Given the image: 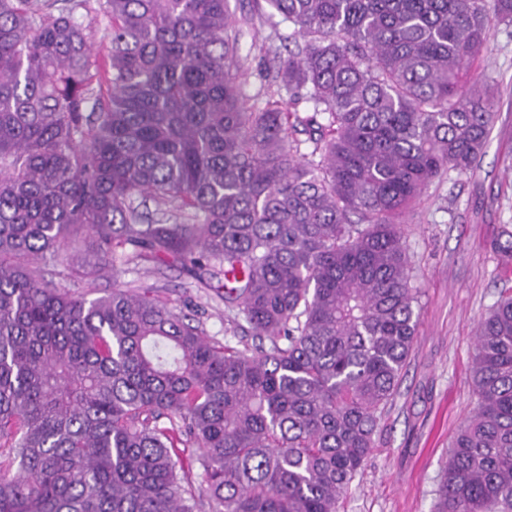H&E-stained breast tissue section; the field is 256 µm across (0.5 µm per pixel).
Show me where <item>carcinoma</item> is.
Instances as JSON below:
<instances>
[{
	"label": "carcinoma",
	"instance_id": "obj_1",
	"mask_svg": "<svg viewBox=\"0 0 512 512\" xmlns=\"http://www.w3.org/2000/svg\"><path fill=\"white\" fill-rule=\"evenodd\" d=\"M264 2L303 44L255 107L228 0H0V512H338L375 448L417 333L401 224L490 133L470 72L512 0ZM79 231L70 276L178 265L257 343L52 286ZM472 380L436 512H512L511 292Z\"/></svg>",
	"mask_w": 512,
	"mask_h": 512
}]
</instances>
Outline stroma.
Returning <instances> with one entry per match:
<instances>
[{
	"label": "stroma",
	"instance_id": "35a3bbf8",
	"mask_svg": "<svg viewBox=\"0 0 512 512\" xmlns=\"http://www.w3.org/2000/svg\"><path fill=\"white\" fill-rule=\"evenodd\" d=\"M229 6L248 18L238 40L239 78L260 106L267 91L265 52H284L294 27L253 0H230ZM477 72L497 99L494 124L472 169L451 170L432 182L402 227L418 290L417 339L379 422L375 450L339 512H433L449 441L476 402L474 336L501 291L512 289V270L493 247L501 226L512 224V26L495 29ZM130 282L152 288L198 321L209 339L235 345L246 338L229 322L223 301L175 266L158 272L149 264L125 266L119 276H98L94 294Z\"/></svg>",
	"mask_w": 512,
	"mask_h": 512
}]
</instances>
